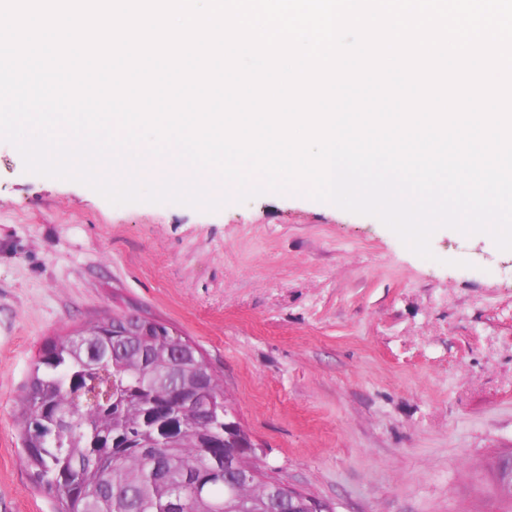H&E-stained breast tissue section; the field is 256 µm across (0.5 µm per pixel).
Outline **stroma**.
Segmentation results:
<instances>
[{
	"mask_svg": "<svg viewBox=\"0 0 512 512\" xmlns=\"http://www.w3.org/2000/svg\"><path fill=\"white\" fill-rule=\"evenodd\" d=\"M430 247L303 185L115 205L0 140V512H55L16 420L44 343L125 313L195 342L266 471L335 512H512V251Z\"/></svg>",
	"mask_w": 512,
	"mask_h": 512,
	"instance_id": "1",
	"label": "stroma"
}]
</instances>
